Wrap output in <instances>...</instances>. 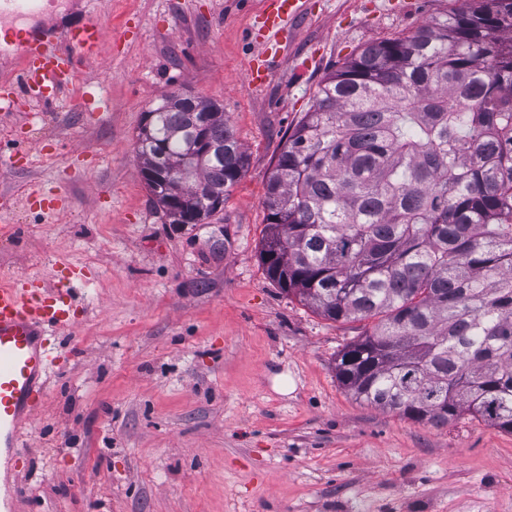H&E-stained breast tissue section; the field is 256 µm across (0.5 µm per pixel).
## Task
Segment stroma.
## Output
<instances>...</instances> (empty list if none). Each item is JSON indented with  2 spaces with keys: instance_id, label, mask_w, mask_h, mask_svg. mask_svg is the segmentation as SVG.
Instances as JSON below:
<instances>
[{
  "instance_id": "stroma-1",
  "label": "stroma",
  "mask_w": 512,
  "mask_h": 512,
  "mask_svg": "<svg viewBox=\"0 0 512 512\" xmlns=\"http://www.w3.org/2000/svg\"><path fill=\"white\" fill-rule=\"evenodd\" d=\"M265 0H89L112 41L54 103L0 110V282L64 284L47 392L17 462L21 512H512V433L415 422L356 400L336 357L361 322L324 318L266 275L267 177L318 86L366 46L467 0H307L264 88L247 73ZM217 100L248 157L223 211L153 208L136 135L162 95ZM62 193L67 213L32 206Z\"/></svg>"
}]
</instances>
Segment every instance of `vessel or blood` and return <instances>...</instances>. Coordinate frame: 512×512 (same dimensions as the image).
Segmentation results:
<instances>
[{
  "mask_svg": "<svg viewBox=\"0 0 512 512\" xmlns=\"http://www.w3.org/2000/svg\"><path fill=\"white\" fill-rule=\"evenodd\" d=\"M272 9L252 35L259 45L257 66L250 71L253 87H263L270 58L280 50L279 36L297 16L303 0H270ZM25 21L14 49L0 47V84L9 85V73L22 72L32 95L55 100L67 85L78 60L98 56L106 39L103 25L93 17L69 28H59L39 9V0H0V20ZM71 302L66 293L52 289L43 278L30 275L0 283V459L19 458L23 436L31 423L35 400L46 392L50 352L49 329L72 327Z\"/></svg>",
  "mask_w": 512,
  "mask_h": 512,
  "instance_id": "b4317fda",
  "label": "vessel or blood"
}]
</instances>
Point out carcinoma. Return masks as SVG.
<instances>
[{"label":"carcinoma","mask_w":512,"mask_h":512,"mask_svg":"<svg viewBox=\"0 0 512 512\" xmlns=\"http://www.w3.org/2000/svg\"><path fill=\"white\" fill-rule=\"evenodd\" d=\"M469 2L323 80L267 178L260 255L320 315L373 320L337 357L357 400L512 432V0ZM199 123L210 158L191 157ZM136 151L158 203L187 172L183 224L215 213L247 162L223 106L199 96H162ZM199 183L212 196L194 199Z\"/></svg>","instance_id":"1"}]
</instances>
